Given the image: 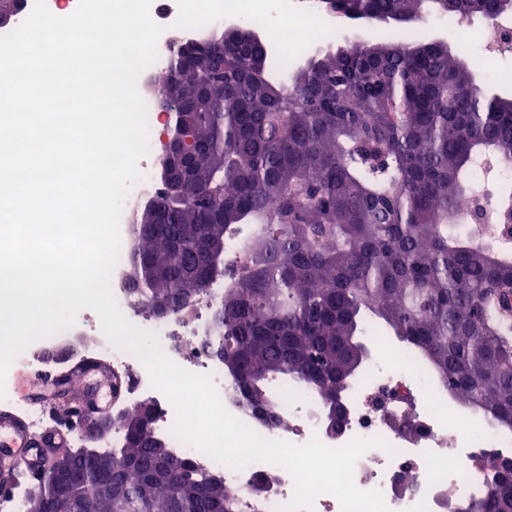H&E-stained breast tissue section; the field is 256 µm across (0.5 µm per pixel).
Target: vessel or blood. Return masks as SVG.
I'll return each mask as SVG.
<instances>
[{"mask_svg":"<svg viewBox=\"0 0 512 512\" xmlns=\"http://www.w3.org/2000/svg\"><path fill=\"white\" fill-rule=\"evenodd\" d=\"M122 386L111 364L103 360L76 365L66 374L45 371L26 382V389L31 393L60 389L64 402L78 409L85 418L109 414ZM67 442L64 429L37 434L15 410L0 408V485L10 486L24 472L40 478L46 471L51 450L64 447Z\"/></svg>","mask_w":512,"mask_h":512,"instance_id":"1","label":"vessel or blood"}]
</instances>
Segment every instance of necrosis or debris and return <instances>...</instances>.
Returning a JSON list of instances; mask_svg holds the SVG:
<instances>
[{
	"label": "necrosis or debris",
	"mask_w": 512,
	"mask_h": 512,
	"mask_svg": "<svg viewBox=\"0 0 512 512\" xmlns=\"http://www.w3.org/2000/svg\"><path fill=\"white\" fill-rule=\"evenodd\" d=\"M193 0H173L172 5L153 0L152 17L181 18L182 29L206 33L223 21H240L264 28L275 26L281 48L274 60L283 65L294 58L308 39L313 20L320 17L315 0H289L277 9H267L261 0H209L204 18L192 14ZM512 28V16L494 23L496 37H488L485 28L469 24L457 27V40L462 47L485 44L486 51L478 61L491 67L499 58L512 54V45L502 44L498 35ZM160 147L156 137H149L148 149L139 159L138 180L130 188L122 208L119 230L122 245L112 270L110 286L118 307L134 325L156 334L165 354L180 367L209 375L227 411L254 432L268 439L301 445L318 437L326 446L337 448L353 439L380 438V445L367 449L356 461L355 484L363 490L380 491L390 512H439L442 494L472 496L477 482L473 464L489 455L512 453V430L491 424L473 427L468 418L457 425L443 420L442 406L446 393L433 384L423 363L407 351H399L369 365L362 376L344 393L347 425L339 437H330L313 417L317 406L313 395L295 387L280 388L276 402L285 417L284 424L261 423L236 399L224 366L205 344L212 332L211 321L221 289H212L193 307L177 316L149 314L137 309L127 279V267L136 243L134 212L156 186V160ZM68 347L73 359H104L113 370L127 376L122 393L124 402L153 409L154 434L166 440L171 453L201 468L223 472L227 484L240 492H248L251 484L265 473H272L273 483L267 512H284L292 498L294 479L283 467L270 462H252L234 466L218 461L193 445L184 443L173 432L175 409L169 398L157 388L144 365L131 353L117 347L104 333L98 314L91 309L78 312L74 323L53 335L31 342L13 361L5 386L0 389V403L25 411L28 403L19 401L15 371L22 368L38 374L45 370L50 351ZM412 474L414 489L398 493L400 476Z\"/></svg>",
	"instance_id": "4bbe7bcc"
}]
</instances>
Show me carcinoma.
Wrapping results in <instances>:
<instances>
[{"label": "carcinoma", "instance_id": "obj_1", "mask_svg": "<svg viewBox=\"0 0 512 512\" xmlns=\"http://www.w3.org/2000/svg\"><path fill=\"white\" fill-rule=\"evenodd\" d=\"M459 19L507 13L506 0H333L347 18L418 23L432 4ZM157 107L173 112L197 153L184 197L134 216L129 279L159 314L193 302L185 285L217 250L224 295L212 316L214 351L234 394L278 422L261 392L271 374L321 402L340 400L365 314L412 345L448 394L512 429V329L501 288L512 285V253L492 250L461 226L458 198L474 191L477 160L512 162V102L476 84L470 64L431 43L353 44L309 57L285 81L267 54L213 34L204 47L170 51L154 79ZM162 224L154 235L150 226ZM241 242L238 268L225 240ZM160 275L139 281L141 258ZM153 410L115 416L120 452L76 459L86 483L67 503L53 474L26 512H242L243 494L215 472L157 452ZM478 494L457 512H512V469L490 460Z\"/></svg>", "mask_w": 512, "mask_h": 512}]
</instances>
